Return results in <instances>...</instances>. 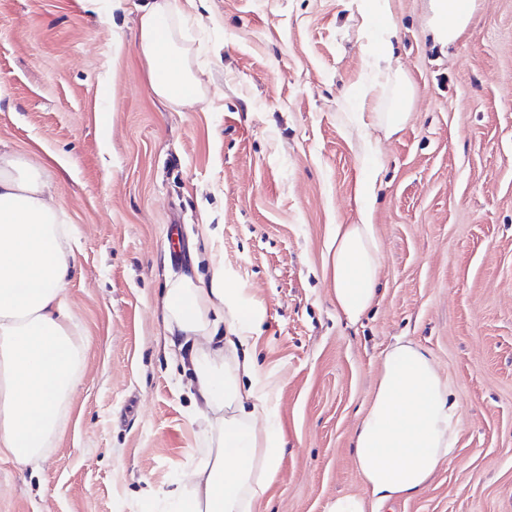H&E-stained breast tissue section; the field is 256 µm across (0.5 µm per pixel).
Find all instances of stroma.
<instances>
[{
  "mask_svg": "<svg viewBox=\"0 0 512 512\" xmlns=\"http://www.w3.org/2000/svg\"><path fill=\"white\" fill-rule=\"evenodd\" d=\"M143 0H0V144L38 163L73 232L85 343L69 420L39 467L0 453V512H159L199 448L189 374L155 300L193 253L262 310L255 351L284 443L254 512L366 496L352 441L387 350H427L459 404L450 461L379 512H512V0H474L449 48L426 0H195L183 33L202 102L156 97ZM391 48L409 121L380 141L377 303L337 312L327 242L359 221L357 118L387 112ZM211 229L197 235L198 225Z\"/></svg>",
  "mask_w": 512,
  "mask_h": 512,
  "instance_id": "1",
  "label": "stroma"
}]
</instances>
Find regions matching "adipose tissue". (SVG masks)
Listing matches in <instances>:
<instances>
[{"instance_id": "obj_1", "label": "adipose tissue", "mask_w": 512, "mask_h": 512, "mask_svg": "<svg viewBox=\"0 0 512 512\" xmlns=\"http://www.w3.org/2000/svg\"><path fill=\"white\" fill-rule=\"evenodd\" d=\"M434 41L449 46L471 17L470 0H429ZM140 51L153 75L155 96L180 107L203 91L181 37L184 14L176 0H146L140 9ZM379 77L393 84L392 111L367 113L361 150L370 163L368 184L380 170L372 159L378 140L368 129L397 133L409 120L411 88L400 69ZM42 168L0 152V451L24 466H39L64 423L69 398L81 379L84 347L67 298L74 253L65 212L50 202ZM373 202L356 224L335 225L329 246L337 309L358 321L376 302L380 243L372 222ZM166 343L191 368L189 389L200 438L185 481L168 493L176 512H253L267 493L282 453L267 427L272 416L265 380L246 331L260 320L241 291L229 287L223 267L209 281L197 271L167 280L157 302ZM459 433L458 402L429 353L399 341L385 355L374 398L358 424L356 466L368 498L339 496L328 512H366L367 500L384 502L422 490L447 463Z\"/></svg>"}]
</instances>
